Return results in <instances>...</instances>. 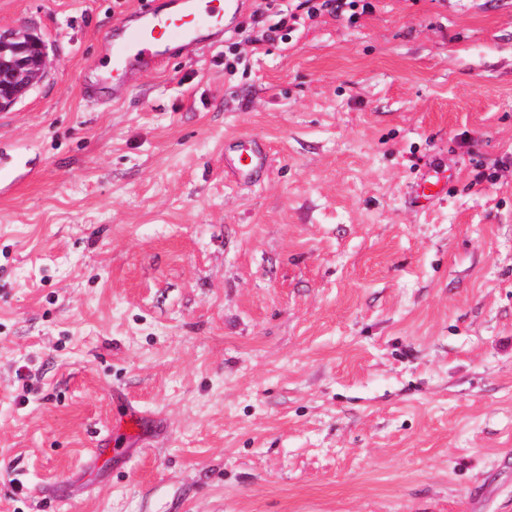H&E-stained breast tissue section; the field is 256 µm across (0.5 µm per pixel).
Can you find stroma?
Here are the masks:
<instances>
[{
    "label": "stroma",
    "mask_w": 512,
    "mask_h": 512,
    "mask_svg": "<svg viewBox=\"0 0 512 512\" xmlns=\"http://www.w3.org/2000/svg\"><path fill=\"white\" fill-rule=\"evenodd\" d=\"M144 2L0 0L48 52L0 110V512H512V0L300 8L285 43L246 0L116 101ZM225 152H229L224 154L226 167L236 183L253 182L266 164L265 149L254 140L231 144Z\"/></svg>",
    "instance_id": "35a3bbf8"
}]
</instances>
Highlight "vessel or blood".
Listing matches in <instances>:
<instances>
[{
	"label": "vessel or blood",
	"mask_w": 512,
	"mask_h": 512,
	"mask_svg": "<svg viewBox=\"0 0 512 512\" xmlns=\"http://www.w3.org/2000/svg\"><path fill=\"white\" fill-rule=\"evenodd\" d=\"M243 0H159L139 9L129 24L117 29L108 45L115 68L133 71L151 70L161 53L175 49L195 55L208 49L201 30L215 35L227 32L228 19L239 13ZM261 144L250 140L229 145L226 166L234 181L250 183L266 164Z\"/></svg>",
	"instance_id": "1"
}]
</instances>
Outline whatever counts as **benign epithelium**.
Returning <instances> with one entry per match:
<instances>
[{
  "mask_svg": "<svg viewBox=\"0 0 512 512\" xmlns=\"http://www.w3.org/2000/svg\"><path fill=\"white\" fill-rule=\"evenodd\" d=\"M46 58L43 41L28 32L0 33V109L17 102L43 76Z\"/></svg>",
  "mask_w": 512,
  "mask_h": 512,
  "instance_id": "obj_1",
  "label": "benign epithelium"
}]
</instances>
